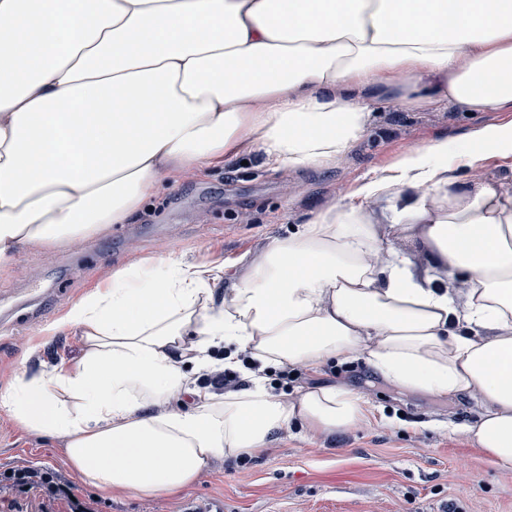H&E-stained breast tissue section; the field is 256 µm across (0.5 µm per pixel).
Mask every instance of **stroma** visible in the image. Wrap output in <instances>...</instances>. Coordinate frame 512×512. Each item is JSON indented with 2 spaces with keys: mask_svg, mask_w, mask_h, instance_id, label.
Here are the masks:
<instances>
[{
  "mask_svg": "<svg viewBox=\"0 0 512 512\" xmlns=\"http://www.w3.org/2000/svg\"><path fill=\"white\" fill-rule=\"evenodd\" d=\"M512 112L464 118L445 105L403 112L378 103L370 126L330 168L274 169L255 156L164 188L127 224L75 249L20 250L0 270V383L76 360L79 338L43 335L108 270L163 252L186 263H233L267 247L332 203L354 202L369 179L390 175L408 150L462 141ZM332 379L363 395L372 414L362 428L321 435L280 434L271 450L214 461L176 497H118L102 512H512V469L490 463L460 434L479 411L474 399L413 396L373 375L363 360L302 373L290 391ZM27 462L69 473L55 444L19 429L0 411V469Z\"/></svg>",
  "mask_w": 512,
  "mask_h": 512,
  "instance_id": "1",
  "label": "stroma"
}]
</instances>
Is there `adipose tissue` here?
I'll return each mask as SVG.
<instances>
[{
    "label": "adipose tissue",
    "mask_w": 512,
    "mask_h": 512,
    "mask_svg": "<svg viewBox=\"0 0 512 512\" xmlns=\"http://www.w3.org/2000/svg\"><path fill=\"white\" fill-rule=\"evenodd\" d=\"M380 101L512 112V0H0V268L130 223L237 154L331 165ZM477 153L512 156V123L409 150L360 204L316 212L232 277L171 254L108 273L45 328L79 334V359L15 377L0 409L61 441L103 497L176 496L293 427L367 423L345 382L286 396L267 378L361 358L392 387L476 399L464 434L512 468V181L449 178ZM219 348L225 367L257 362L244 387L190 385Z\"/></svg>",
    "instance_id": "1"
}]
</instances>
